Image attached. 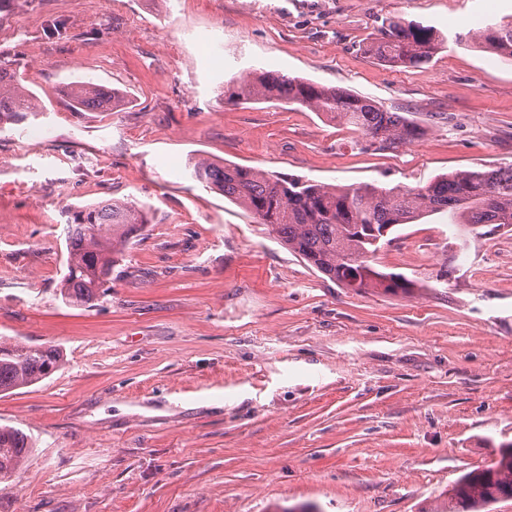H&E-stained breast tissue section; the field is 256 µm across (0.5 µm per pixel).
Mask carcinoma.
Wrapping results in <instances>:
<instances>
[{
	"label": "carcinoma",
	"instance_id": "cac0c4a2",
	"mask_svg": "<svg viewBox=\"0 0 512 512\" xmlns=\"http://www.w3.org/2000/svg\"><path fill=\"white\" fill-rule=\"evenodd\" d=\"M456 40L471 42L512 60V19L491 20ZM446 42L437 30L400 17L386 21L369 54L391 67H413L430 60ZM68 97L77 110L112 112L125 103L115 89L92 80L73 83ZM277 100L306 107L359 131L381 149L419 138L421 127L398 112H388L373 100L338 87L297 77L253 71L225 97L234 100ZM41 111L36 98L10 71L0 68V124H19ZM196 181L217 188L224 198L272 228L280 243L310 266L346 288H381L404 295L416 281L402 274L381 272L370 258L387 241L382 230L446 213L455 224L472 227L512 225V166L456 170L423 187H384L365 183L338 188L279 173L218 164L199 159L192 165ZM66 271L58 295L69 306L95 305L107 291L112 267L131 240L151 223L150 210L130 201H107L68 208ZM64 364L59 348L7 344L0 341V393L35 385ZM32 449L22 430L0 426V484L22 470ZM504 494L512 495V446L491 467L463 475L450 491L448 512H485Z\"/></svg>",
	"mask_w": 512,
	"mask_h": 512
}]
</instances>
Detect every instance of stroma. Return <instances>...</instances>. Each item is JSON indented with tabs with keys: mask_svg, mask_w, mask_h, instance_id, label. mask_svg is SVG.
Instances as JSON below:
<instances>
[{
	"mask_svg": "<svg viewBox=\"0 0 512 512\" xmlns=\"http://www.w3.org/2000/svg\"><path fill=\"white\" fill-rule=\"evenodd\" d=\"M512 0H15L0 66L42 106L0 126V340L65 363L0 395L34 449L0 512H435L512 444V226L460 241L397 226L357 291L194 180L208 158L341 187L512 165V60L455 41ZM401 17L445 47L414 68L368 45ZM218 32L216 65L195 35ZM277 71L373 99L423 136L390 150L298 105L225 101ZM121 90L113 112L64 90ZM49 131L48 141L24 139ZM149 205L90 308L65 305L67 205ZM67 94L77 110L112 112L125 103V97L117 90L100 86L90 79L73 83Z\"/></svg>",
	"mask_w": 512,
	"mask_h": 512,
	"instance_id": "35a3bbf8",
	"label": "stroma"
}]
</instances>
